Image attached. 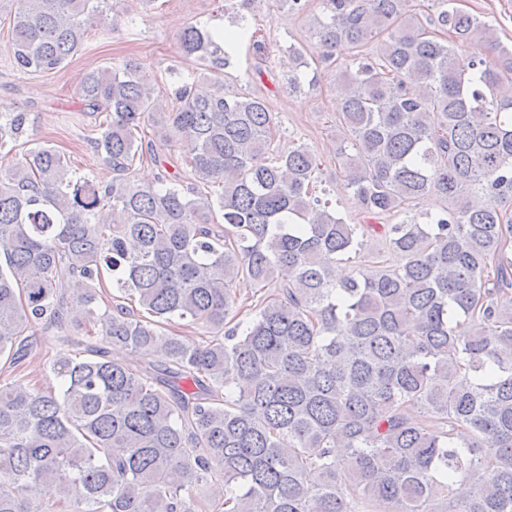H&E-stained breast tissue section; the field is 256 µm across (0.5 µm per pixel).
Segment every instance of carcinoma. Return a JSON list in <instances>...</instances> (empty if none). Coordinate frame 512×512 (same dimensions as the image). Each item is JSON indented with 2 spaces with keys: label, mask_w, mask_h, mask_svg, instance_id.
Segmentation results:
<instances>
[{
  "label": "carcinoma",
  "mask_w": 512,
  "mask_h": 512,
  "mask_svg": "<svg viewBox=\"0 0 512 512\" xmlns=\"http://www.w3.org/2000/svg\"><path fill=\"white\" fill-rule=\"evenodd\" d=\"M319 3L312 36L320 60L341 61L336 121L353 135L343 189L368 223L315 196V155L280 149L262 97L188 83L163 108L133 63L77 85L106 113L94 148L112 184L73 178L41 144L0 171V362L17 366L45 320L99 323L103 342L147 359L58 350V392L0 383V512H512V46L452 0L431 13ZM110 11L0 0L14 66L59 69ZM475 39L489 56L463 54ZM224 41L261 72L256 32ZM178 45L209 68L229 62L195 25ZM25 122L0 112V157ZM147 127L185 139L194 183L135 182L136 163L165 166ZM213 184L214 199L201 191ZM431 193L449 207L381 225L398 264L336 280L372 221ZM242 277L259 296L239 305ZM175 318L211 339L168 332ZM217 477L223 500L193 495ZM32 484L44 498L27 497Z\"/></svg>",
  "instance_id": "carcinoma-1"
}]
</instances>
